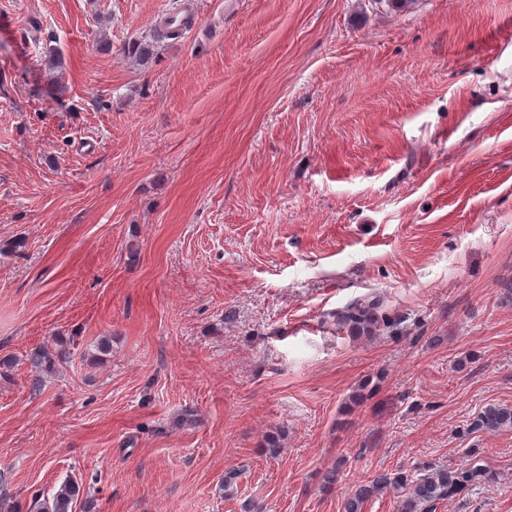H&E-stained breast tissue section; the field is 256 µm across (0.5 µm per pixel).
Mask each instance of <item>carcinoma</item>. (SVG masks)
<instances>
[{
    "mask_svg": "<svg viewBox=\"0 0 512 512\" xmlns=\"http://www.w3.org/2000/svg\"><path fill=\"white\" fill-rule=\"evenodd\" d=\"M357 335L370 334L385 324L386 314L382 301L363 300L352 303L337 316ZM36 375L32 386L41 381L40 373L48 372L54 365L49 351L39 349L30 356ZM473 429L490 433L512 431V406L490 404L474 419ZM491 476L479 466L449 467L422 466L413 473H380L360 483L345 496L343 512H363L364 504L372 497L388 490L398 495V512H435L436 506L465 496L472 487ZM81 486L72 481L64 482L53 496L48 512H72V505L80 495Z\"/></svg>",
    "mask_w": 512,
    "mask_h": 512,
    "instance_id": "1",
    "label": "carcinoma"
}]
</instances>
